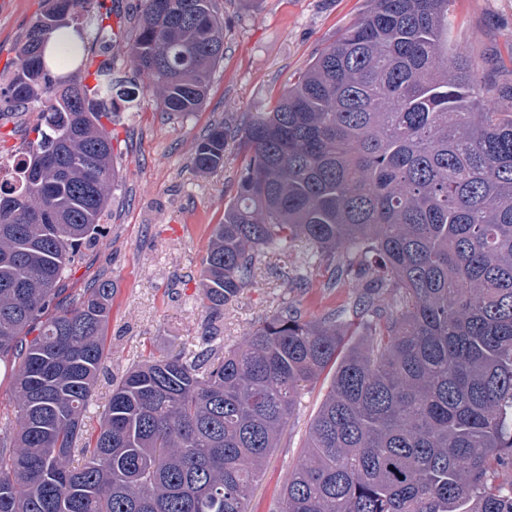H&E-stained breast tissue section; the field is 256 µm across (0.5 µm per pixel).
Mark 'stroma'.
I'll list each match as a JSON object with an SVG mask.
<instances>
[{
	"label": "stroma",
	"mask_w": 512,
	"mask_h": 512,
	"mask_svg": "<svg viewBox=\"0 0 512 512\" xmlns=\"http://www.w3.org/2000/svg\"><path fill=\"white\" fill-rule=\"evenodd\" d=\"M45 5L44 0H0V82L15 58L18 38ZM116 41L100 53L95 27L86 44L96 63L114 76L140 85L127 56L139 0H106ZM363 0H217L224 18V61L212 78L202 108L184 115L158 108L154 90L141 89L132 104L112 115L114 165L118 176L102 216L103 238L85 249L66 279L77 294L93 281L112 283V311L106 331L108 356L87 413L95 431L109 402L111 385L143 355L195 344L207 325L197 300L199 274L214 224L236 192L242 158L228 148L224 165L197 171V142L216 124L236 125L247 113L270 111L312 56L354 20ZM457 44L481 56L489 79L512 81V0H453ZM42 103L0 117V155L28 146ZM322 272L298 286L272 277L246 288L221 322L226 347H236L261 318L293 301L310 318L343 305L355 283L322 289ZM331 385L324 373L300 387L294 413L269 454L250 508L276 512L291 470L303 459L310 424Z\"/></svg>",
	"instance_id": "obj_1"
}]
</instances>
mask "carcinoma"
Segmentation results:
<instances>
[{
    "label": "carcinoma",
    "mask_w": 512,
    "mask_h": 512,
    "mask_svg": "<svg viewBox=\"0 0 512 512\" xmlns=\"http://www.w3.org/2000/svg\"><path fill=\"white\" fill-rule=\"evenodd\" d=\"M131 60L163 112L203 105L224 61L216 0H140ZM269 112L218 124L194 166L243 155L203 261L209 317L192 349L149 353L86 414L106 357L112 284L64 295L102 236L112 120L136 91L95 71L80 17L49 0L19 39L5 93L42 98L16 188L0 187V512H250L253 484L302 384L334 369L281 512H512V84L452 39L453 0H365ZM295 248L310 265L266 267ZM350 302L290 301L226 351L215 323L264 273ZM354 339L343 347L348 329ZM80 456L84 463L73 465Z\"/></svg>",
    "instance_id": "obj_1"
}]
</instances>
